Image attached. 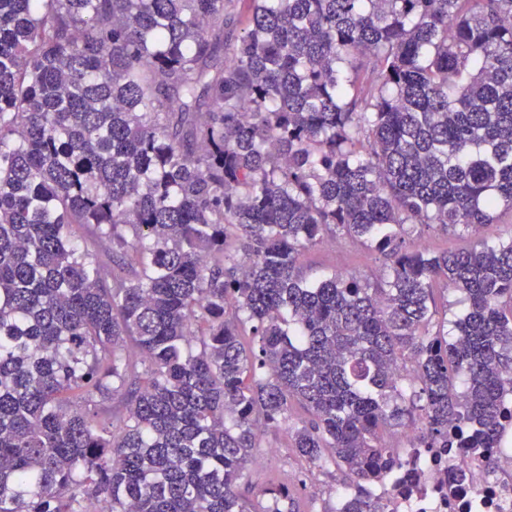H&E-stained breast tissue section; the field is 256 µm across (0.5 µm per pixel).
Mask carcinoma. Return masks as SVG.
I'll use <instances>...</instances> for the list:
<instances>
[{"mask_svg": "<svg viewBox=\"0 0 512 512\" xmlns=\"http://www.w3.org/2000/svg\"><path fill=\"white\" fill-rule=\"evenodd\" d=\"M239 2L0 0V512H283L242 480L295 402L383 512L387 429L503 428L512 239L409 238L512 212V0ZM338 236L382 276L307 278ZM412 238L415 242L427 247L433 252L437 251H462L473 246V238L459 229L449 230L448 234L434 228L417 226Z\"/></svg>", "mask_w": 512, "mask_h": 512, "instance_id": "obj_1", "label": "carcinoma"}]
</instances>
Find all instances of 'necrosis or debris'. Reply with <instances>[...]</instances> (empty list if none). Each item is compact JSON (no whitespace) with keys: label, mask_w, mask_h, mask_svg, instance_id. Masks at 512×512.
I'll return each instance as SVG.
<instances>
[{"label":"necrosis or debris","mask_w":512,"mask_h":512,"mask_svg":"<svg viewBox=\"0 0 512 512\" xmlns=\"http://www.w3.org/2000/svg\"><path fill=\"white\" fill-rule=\"evenodd\" d=\"M496 447L421 448L376 489L384 512H512V420Z\"/></svg>","instance_id":"necrosis-or-debris-1"}]
</instances>
